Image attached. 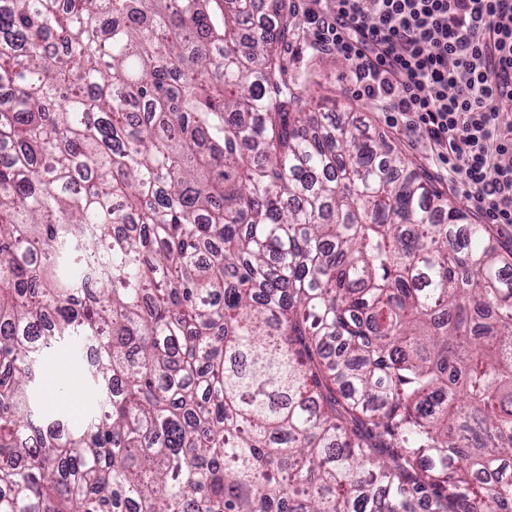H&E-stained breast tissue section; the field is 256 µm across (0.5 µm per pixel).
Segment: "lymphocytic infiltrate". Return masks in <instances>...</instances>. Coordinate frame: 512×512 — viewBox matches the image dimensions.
<instances>
[{
  "label": "lymphocytic infiltrate",
  "mask_w": 512,
  "mask_h": 512,
  "mask_svg": "<svg viewBox=\"0 0 512 512\" xmlns=\"http://www.w3.org/2000/svg\"><path fill=\"white\" fill-rule=\"evenodd\" d=\"M319 51L428 141L493 224H512V0H298Z\"/></svg>",
  "instance_id": "lymphocytic-infiltrate-1"
}]
</instances>
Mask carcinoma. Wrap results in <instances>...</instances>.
Returning <instances> with one entry per match:
<instances>
[{
  "label": "carcinoma",
  "mask_w": 512,
  "mask_h": 512,
  "mask_svg": "<svg viewBox=\"0 0 512 512\" xmlns=\"http://www.w3.org/2000/svg\"><path fill=\"white\" fill-rule=\"evenodd\" d=\"M295 18L0 2V512H512V261ZM80 365L75 362L66 351H57L48 360L46 364V371L50 370L53 375V383L49 384L45 381L42 385V396L45 400V406L48 410L55 409L60 403V395L58 390V382L63 375H69L72 378L76 377V372ZM45 371V372H46Z\"/></svg>",
  "instance_id": "1"
}]
</instances>
